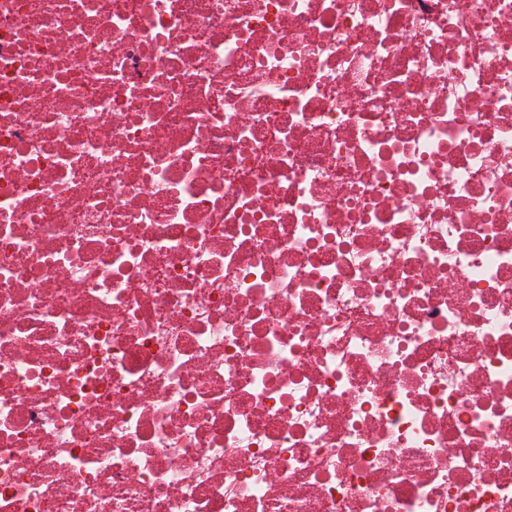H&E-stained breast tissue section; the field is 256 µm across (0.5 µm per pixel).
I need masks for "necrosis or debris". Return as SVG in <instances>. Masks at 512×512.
I'll list each match as a JSON object with an SVG mask.
<instances>
[{"label":"necrosis or debris","instance_id":"obj_1","mask_svg":"<svg viewBox=\"0 0 512 512\" xmlns=\"http://www.w3.org/2000/svg\"><path fill=\"white\" fill-rule=\"evenodd\" d=\"M0 512H512V0H0Z\"/></svg>","mask_w":512,"mask_h":512}]
</instances>
